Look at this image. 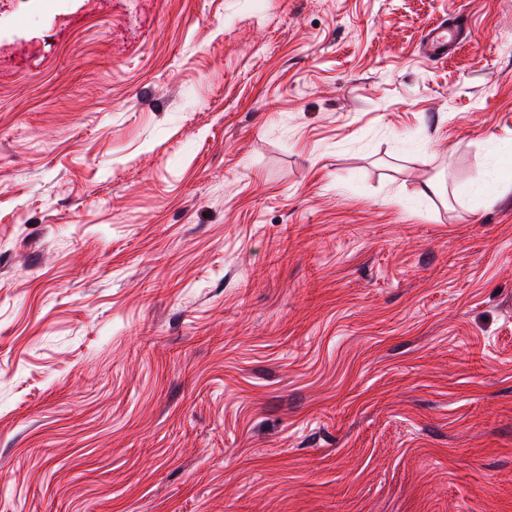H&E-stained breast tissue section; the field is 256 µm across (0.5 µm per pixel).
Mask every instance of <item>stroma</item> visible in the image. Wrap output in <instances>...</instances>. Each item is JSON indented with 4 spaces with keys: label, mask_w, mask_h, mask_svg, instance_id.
<instances>
[{
    "label": "stroma",
    "mask_w": 512,
    "mask_h": 512,
    "mask_svg": "<svg viewBox=\"0 0 512 512\" xmlns=\"http://www.w3.org/2000/svg\"><path fill=\"white\" fill-rule=\"evenodd\" d=\"M0 512H512V0H0ZM470 34L469 27L453 19L451 23L441 21L424 36L421 46L428 57H447L457 41Z\"/></svg>",
    "instance_id": "obj_1"
}]
</instances>
